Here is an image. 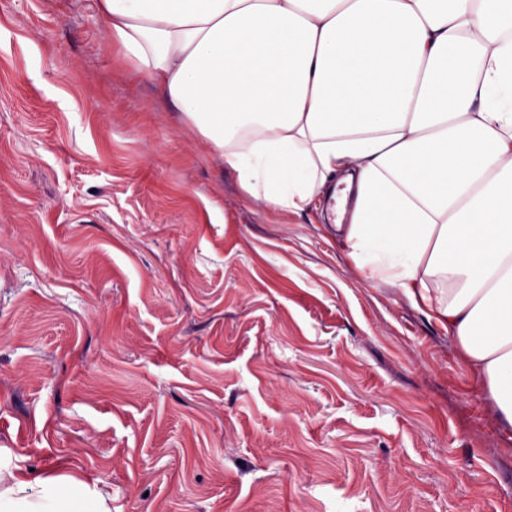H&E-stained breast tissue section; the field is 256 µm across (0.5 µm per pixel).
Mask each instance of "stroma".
I'll return each mask as SVG.
<instances>
[{
	"label": "stroma",
	"mask_w": 512,
	"mask_h": 512,
	"mask_svg": "<svg viewBox=\"0 0 512 512\" xmlns=\"http://www.w3.org/2000/svg\"><path fill=\"white\" fill-rule=\"evenodd\" d=\"M111 512H512V436L442 327L270 210L112 45L0 0V473Z\"/></svg>",
	"instance_id": "35a3bbf8"
}]
</instances>
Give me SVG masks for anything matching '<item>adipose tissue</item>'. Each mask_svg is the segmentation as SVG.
Masks as SVG:
<instances>
[{
    "mask_svg": "<svg viewBox=\"0 0 512 512\" xmlns=\"http://www.w3.org/2000/svg\"><path fill=\"white\" fill-rule=\"evenodd\" d=\"M111 40L264 207L353 185L365 280L434 319L512 433V0H98ZM0 512H103L19 469Z\"/></svg>",
    "mask_w": 512,
    "mask_h": 512,
    "instance_id": "obj_1",
    "label": "adipose tissue"
}]
</instances>
